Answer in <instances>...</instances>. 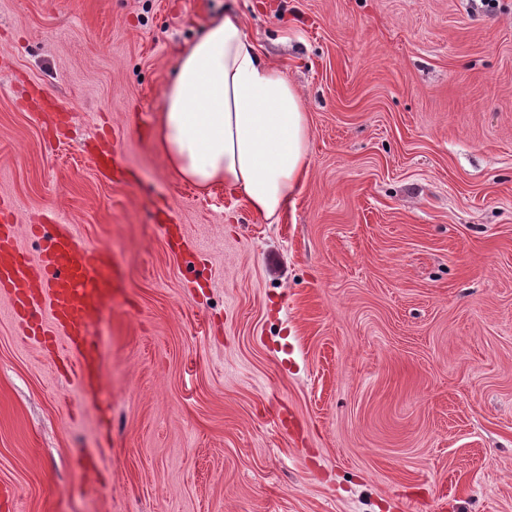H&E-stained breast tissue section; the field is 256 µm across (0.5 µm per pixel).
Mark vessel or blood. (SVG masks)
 I'll list each match as a JSON object with an SVG mask.
<instances>
[{
    "instance_id": "b4317fda",
    "label": "vessel or blood",
    "mask_w": 512,
    "mask_h": 512,
    "mask_svg": "<svg viewBox=\"0 0 512 512\" xmlns=\"http://www.w3.org/2000/svg\"><path fill=\"white\" fill-rule=\"evenodd\" d=\"M15 212L0 200V288L13 295L24 335H43V319L58 328L70 355L69 369L84 404H95L101 387V352L92 328L102 310L124 293V274L110 249L78 241L65 224H34L38 257L14 245Z\"/></svg>"
}]
</instances>
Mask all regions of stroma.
<instances>
[{"label":"stroma","instance_id":"stroma-1","mask_svg":"<svg viewBox=\"0 0 512 512\" xmlns=\"http://www.w3.org/2000/svg\"><path fill=\"white\" fill-rule=\"evenodd\" d=\"M227 11L309 112L275 223L152 142ZM0 197L127 292L85 409L0 294V512H512V0H0Z\"/></svg>","mask_w":512,"mask_h":512}]
</instances>
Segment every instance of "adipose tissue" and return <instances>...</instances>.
Masks as SVG:
<instances>
[{"instance_id":"obj_1","label":"adipose tissue","mask_w":512,"mask_h":512,"mask_svg":"<svg viewBox=\"0 0 512 512\" xmlns=\"http://www.w3.org/2000/svg\"><path fill=\"white\" fill-rule=\"evenodd\" d=\"M310 137L299 87L227 13L181 50L153 142L180 179L202 191L224 186L276 221L308 176Z\"/></svg>"}]
</instances>
